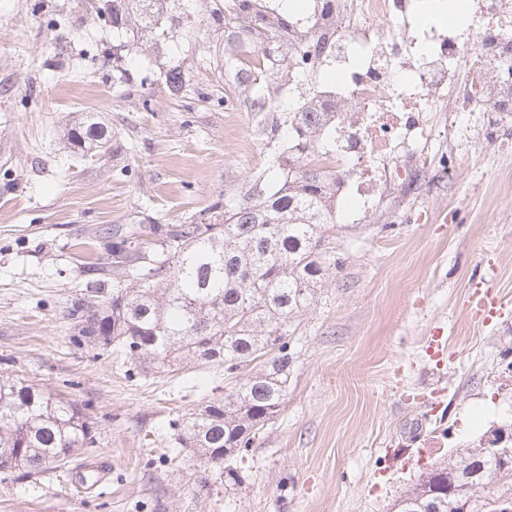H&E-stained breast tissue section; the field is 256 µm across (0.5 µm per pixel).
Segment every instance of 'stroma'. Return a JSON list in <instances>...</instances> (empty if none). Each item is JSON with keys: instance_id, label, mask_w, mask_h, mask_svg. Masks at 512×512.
<instances>
[{"instance_id": "35a3bbf8", "label": "stroma", "mask_w": 512, "mask_h": 512, "mask_svg": "<svg viewBox=\"0 0 512 512\" xmlns=\"http://www.w3.org/2000/svg\"><path fill=\"white\" fill-rule=\"evenodd\" d=\"M215 2L161 48L202 91L175 100L137 48L131 83L113 84L102 0H0V372L77 403L93 458L110 462L88 489L66 465L0 478V512H391L432 464L512 426V121L499 112L424 113L436 136L398 149L370 214L337 222L339 266L296 321L286 402L241 450L242 484L203 482L170 427L229 392L223 367L133 370L75 342L69 311L112 225L180 223L264 164L252 113L219 102ZM435 2L418 0V26L467 29L472 0L444 17ZM75 112L134 151L80 162L63 147ZM490 269L506 309L479 325L463 303Z\"/></svg>"}]
</instances>
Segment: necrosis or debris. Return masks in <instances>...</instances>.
Masks as SVG:
<instances>
[{"label":"necrosis or debris","mask_w":512,"mask_h":512,"mask_svg":"<svg viewBox=\"0 0 512 512\" xmlns=\"http://www.w3.org/2000/svg\"><path fill=\"white\" fill-rule=\"evenodd\" d=\"M415 9V0H336L341 24L319 10L311 18L325 52L306 76L319 91L316 111L332 115L333 142L312 160L336 172L358 217L373 209L396 146L431 137L421 115L444 101L459 59L494 73L490 84L466 91L468 111H482L486 98L512 101V14L502 13L500 27L490 30L479 10L471 30L447 35L413 27L409 15ZM379 20L392 24V31L378 30Z\"/></svg>","instance_id":"obj_1"}]
</instances>
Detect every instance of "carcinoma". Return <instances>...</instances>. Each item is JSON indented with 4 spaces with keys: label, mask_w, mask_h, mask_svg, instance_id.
Wrapping results in <instances>:
<instances>
[{
    "label": "carcinoma",
    "mask_w": 512,
    "mask_h": 512,
    "mask_svg": "<svg viewBox=\"0 0 512 512\" xmlns=\"http://www.w3.org/2000/svg\"><path fill=\"white\" fill-rule=\"evenodd\" d=\"M112 32H131L140 46L159 53L196 21L186 0H103ZM269 0H224L212 17L224 25V41L210 51L224 87L247 82V110L264 117L266 168L248 176L238 194L179 224H115L106 266L112 276L84 283L71 316L80 341L124 353L133 365L171 368L190 361L224 366L235 380L222 398L172 421L176 439L209 465L212 478L242 483L231 464L242 447L281 412L288 394L293 353L288 337L296 318L317 300L339 265L330 247L336 229V172L309 161L331 144L321 112L281 109L282 86L303 80V65L325 46L303 48L312 25ZM266 31L276 61L253 79L244 60L255 55L253 32ZM124 45H112V82L131 80ZM154 81L173 99L191 91L189 71L169 61ZM71 152L93 162L115 153V135L89 112L72 119ZM245 373L239 378V373ZM96 443L77 404L54 398L25 379L0 375V473L31 477L67 464ZM457 468L453 496L445 493L448 470ZM462 458L436 463L399 498L395 512H448V502L474 499L478 512H503L500 489L512 488V470L481 478L464 474Z\"/></svg>",
    "instance_id": "carcinoma-1"
}]
</instances>
